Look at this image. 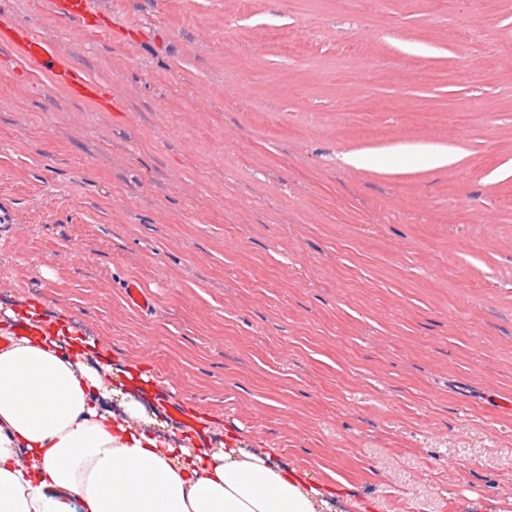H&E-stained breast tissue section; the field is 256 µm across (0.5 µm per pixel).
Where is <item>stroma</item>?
I'll use <instances>...</instances> for the list:
<instances>
[{
    "instance_id": "stroma-1",
    "label": "stroma",
    "mask_w": 512,
    "mask_h": 512,
    "mask_svg": "<svg viewBox=\"0 0 512 512\" xmlns=\"http://www.w3.org/2000/svg\"><path fill=\"white\" fill-rule=\"evenodd\" d=\"M89 11L0 0L112 88L0 58V312L66 315L365 512H512V0ZM52 11L58 16L75 23H83L88 15V0H49Z\"/></svg>"
}]
</instances>
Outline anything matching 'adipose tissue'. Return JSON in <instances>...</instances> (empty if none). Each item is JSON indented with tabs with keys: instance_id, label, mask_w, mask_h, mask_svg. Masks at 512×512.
Wrapping results in <instances>:
<instances>
[{
	"instance_id": "obj_1",
	"label": "adipose tissue",
	"mask_w": 512,
	"mask_h": 512,
	"mask_svg": "<svg viewBox=\"0 0 512 512\" xmlns=\"http://www.w3.org/2000/svg\"><path fill=\"white\" fill-rule=\"evenodd\" d=\"M137 367L113 368L65 317H0V512H348L317 480L235 430L199 442L146 409Z\"/></svg>"
}]
</instances>
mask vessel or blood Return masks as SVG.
<instances>
[{"label": "vessel or blood", "mask_w": 512, "mask_h": 512, "mask_svg": "<svg viewBox=\"0 0 512 512\" xmlns=\"http://www.w3.org/2000/svg\"><path fill=\"white\" fill-rule=\"evenodd\" d=\"M54 13L75 23H83L88 15V0H49ZM12 52L49 74L56 85L71 96L92 102L111 101V90L100 87L88 76L65 62L48 43L26 30L0 29V52Z\"/></svg>", "instance_id": "1"}]
</instances>
